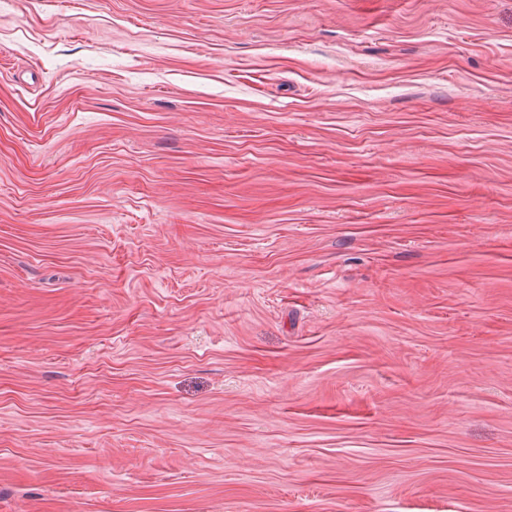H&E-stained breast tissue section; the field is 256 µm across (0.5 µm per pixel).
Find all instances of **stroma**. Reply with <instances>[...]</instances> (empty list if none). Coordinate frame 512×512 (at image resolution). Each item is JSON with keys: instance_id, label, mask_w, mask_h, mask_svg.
<instances>
[{"instance_id": "1", "label": "stroma", "mask_w": 512, "mask_h": 512, "mask_svg": "<svg viewBox=\"0 0 512 512\" xmlns=\"http://www.w3.org/2000/svg\"><path fill=\"white\" fill-rule=\"evenodd\" d=\"M0 512H512V0H0Z\"/></svg>"}]
</instances>
